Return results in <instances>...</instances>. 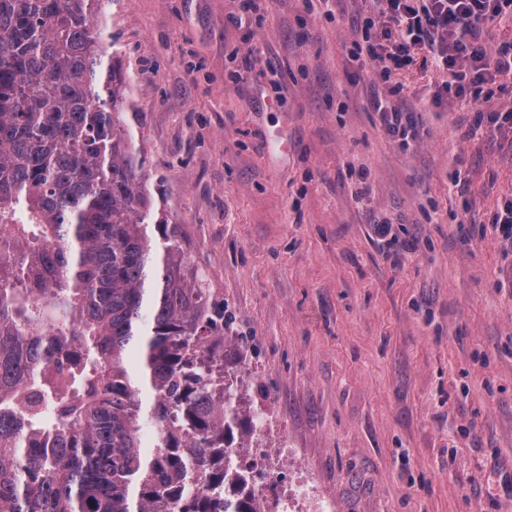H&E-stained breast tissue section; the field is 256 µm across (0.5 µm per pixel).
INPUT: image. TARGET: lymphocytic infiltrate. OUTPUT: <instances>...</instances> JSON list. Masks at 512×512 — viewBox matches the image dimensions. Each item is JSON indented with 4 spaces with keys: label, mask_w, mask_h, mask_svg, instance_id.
I'll return each mask as SVG.
<instances>
[{
    "label": "lymphocytic infiltrate",
    "mask_w": 512,
    "mask_h": 512,
    "mask_svg": "<svg viewBox=\"0 0 512 512\" xmlns=\"http://www.w3.org/2000/svg\"><path fill=\"white\" fill-rule=\"evenodd\" d=\"M380 12L363 20V40L356 52L375 64L379 83L389 84L413 60L416 51H427L435 65L446 72L442 92L479 103L494 96L498 77L512 76V43L488 50L481 42L482 25L512 8V0H385ZM396 89L373 92L372 106L383 133L409 146L417 136L412 112L396 103Z\"/></svg>",
    "instance_id": "lymphocytic-infiltrate-1"
}]
</instances>
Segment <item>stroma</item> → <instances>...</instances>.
Segmentation results:
<instances>
[{
  "label": "stroma",
  "mask_w": 512,
  "mask_h": 512,
  "mask_svg": "<svg viewBox=\"0 0 512 512\" xmlns=\"http://www.w3.org/2000/svg\"><path fill=\"white\" fill-rule=\"evenodd\" d=\"M369 8L112 0L105 45L134 81L146 190L246 339L224 343L241 417L268 400L270 447L294 450L285 485L331 512H512V250L488 223L512 198V131L466 134L512 84L438 102L413 64L401 147L355 54ZM398 92V88L393 86L388 90V95H382L374 88L372 106L378 114L383 133L388 138L398 141L401 146L408 147L410 140L416 139L417 124L413 112H409L402 104L395 103L393 97Z\"/></svg>",
  "instance_id": "35a3bbf8"
}]
</instances>
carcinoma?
I'll return each instance as SVG.
<instances>
[{"label": "carcinoma", "instance_id": "1", "mask_svg": "<svg viewBox=\"0 0 512 512\" xmlns=\"http://www.w3.org/2000/svg\"><path fill=\"white\" fill-rule=\"evenodd\" d=\"M112 0H0V512H259L230 322L145 194Z\"/></svg>", "mask_w": 512, "mask_h": 512}]
</instances>
